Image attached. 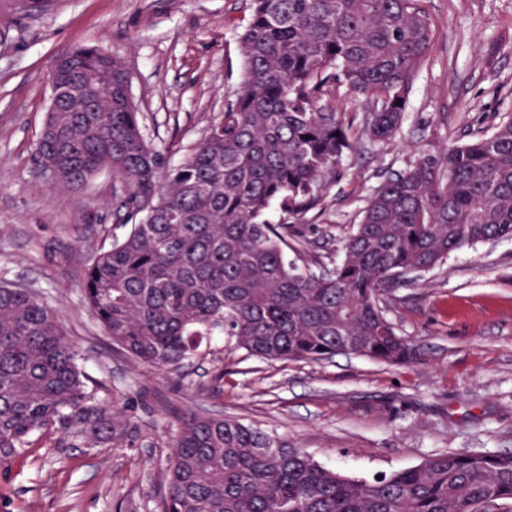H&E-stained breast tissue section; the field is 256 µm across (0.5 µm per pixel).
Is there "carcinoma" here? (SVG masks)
Masks as SVG:
<instances>
[{
    "instance_id": "carcinoma-1",
    "label": "carcinoma",
    "mask_w": 512,
    "mask_h": 512,
    "mask_svg": "<svg viewBox=\"0 0 512 512\" xmlns=\"http://www.w3.org/2000/svg\"><path fill=\"white\" fill-rule=\"evenodd\" d=\"M435 23L425 0H251L235 99L182 163L149 142L128 69L82 47L54 71L58 111L36 153L51 188L108 169L114 223L131 229L90 264L83 296L112 342L161 371L221 330L265 360L338 353L407 364L417 351L384 315L386 289L479 241L512 239V117L386 178L336 265L288 260L291 224L320 208L361 140H393ZM98 78L93 111L80 80ZM368 101L359 133L328 102ZM277 208L281 219L267 218ZM59 314L26 288L0 286V456L57 429L112 441ZM512 505V454L446 452L372 480L347 478L288 441L232 418L185 416L162 512H484Z\"/></svg>"
}]
</instances>
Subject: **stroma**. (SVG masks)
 <instances>
[{"label":"stroma","instance_id":"stroma-1","mask_svg":"<svg viewBox=\"0 0 512 512\" xmlns=\"http://www.w3.org/2000/svg\"><path fill=\"white\" fill-rule=\"evenodd\" d=\"M430 55L400 134L347 155L323 211L297 224L304 259L332 266L386 170L512 115V0H429ZM246 0H0V283L60 314L86 385L128 419L112 442L45 431L0 458V512H161L173 439L210 412L287 439L322 465L373 479L435 453L512 452V240L481 242L396 289L384 309L420 352L388 365L338 354L267 361L210 336L181 369L136 363L82 293L91 260L122 237L104 172L50 189L35 151L58 57L96 45L122 58L145 137L183 161L235 98Z\"/></svg>","mask_w":512,"mask_h":512}]
</instances>
